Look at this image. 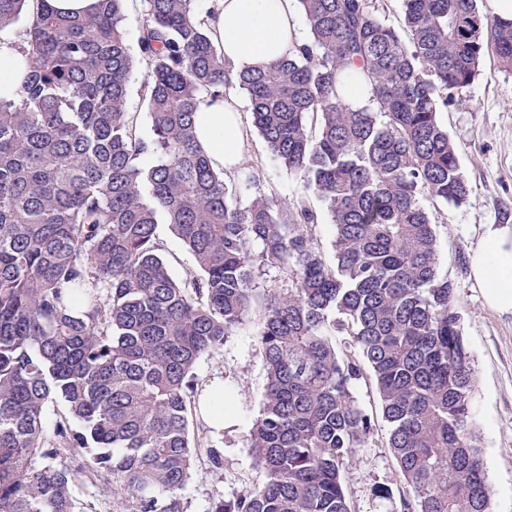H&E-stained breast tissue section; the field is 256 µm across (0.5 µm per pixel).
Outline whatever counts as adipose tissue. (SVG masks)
<instances>
[{
  "label": "adipose tissue",
  "instance_id": "obj_1",
  "mask_svg": "<svg viewBox=\"0 0 512 512\" xmlns=\"http://www.w3.org/2000/svg\"><path fill=\"white\" fill-rule=\"evenodd\" d=\"M215 43L238 71L262 67L300 40L296 0H215L210 22ZM21 41L0 33V97L12 96L25 71ZM243 116L234 97L203 101L196 115V137L213 165L232 170L241 154ZM472 277L489 307L512 311V227H488L470 256Z\"/></svg>",
  "mask_w": 512,
  "mask_h": 512
}]
</instances>
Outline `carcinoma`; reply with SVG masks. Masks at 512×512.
Returning a JSON list of instances; mask_svg holds the SVG:
<instances>
[{
	"instance_id": "cac0c4a2",
	"label": "carcinoma",
	"mask_w": 512,
	"mask_h": 512,
	"mask_svg": "<svg viewBox=\"0 0 512 512\" xmlns=\"http://www.w3.org/2000/svg\"><path fill=\"white\" fill-rule=\"evenodd\" d=\"M27 2L0 0V30ZM124 2L70 14L40 0L27 72L0 98V512H86L82 486L113 512H187L196 449L224 470L223 452L192 434L194 367L248 324L266 372L246 436L262 480L208 512H355L345 472L380 419L403 487L374 495L392 512H490L471 356L421 199L468 200L440 113L461 104L486 54L512 69V19L482 0H403L397 28L376 0H297L306 37L241 72L195 0H141L145 139L127 111ZM355 83L364 108L344 101ZM230 89L302 182L292 200L242 203L252 167L233 188L198 145L200 103ZM160 224L195 261L178 280ZM361 379L377 416L352 395ZM56 398L66 414L49 435Z\"/></svg>"
}]
</instances>
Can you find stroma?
Returning <instances> with one entry per match:
<instances>
[{"mask_svg":"<svg viewBox=\"0 0 512 512\" xmlns=\"http://www.w3.org/2000/svg\"><path fill=\"white\" fill-rule=\"evenodd\" d=\"M470 187L467 203L446 205L425 200L438 239L439 270L454 288L462 334L472 356L475 387L473 424L481 438L492 512H512V312L491 309L470 276L469 255L491 224L512 225V70L485 57L481 73L463 92L461 106L442 113ZM241 163L258 171L264 191L292 198L302 184L271 155L252 125L244 127ZM200 383L220 377L235 391L236 420L222 432H207L208 444L223 449L224 472H209L199 463L182 490L188 512H208L216 494L230 497L258 483L245 436L257 416L265 387V369L251 329L240 330L214 354L202 357L194 370ZM388 427L378 422L367 448L345 473V487L357 512H391L376 498L378 485L400 487L401 475L387 449Z\"/></svg>","mask_w":512,"mask_h":512,"instance_id":"35a3bbf8","label":"stroma"}]
</instances>
